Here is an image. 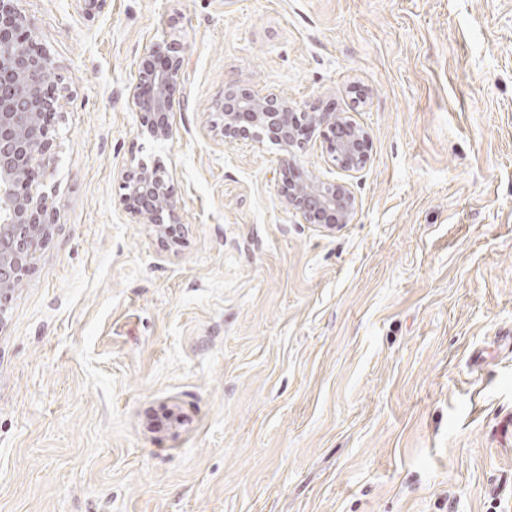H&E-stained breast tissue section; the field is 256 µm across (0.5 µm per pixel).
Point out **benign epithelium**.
<instances>
[{
	"instance_id": "obj_1",
	"label": "benign epithelium",
	"mask_w": 512,
	"mask_h": 512,
	"mask_svg": "<svg viewBox=\"0 0 512 512\" xmlns=\"http://www.w3.org/2000/svg\"><path fill=\"white\" fill-rule=\"evenodd\" d=\"M19 0H0V321L12 287L28 275L36 253L53 226L52 199L38 191L50 164L53 122L61 107L49 84L51 60L39 46L18 6ZM183 58L176 47L153 45L139 67L136 106L140 133L168 140L173 92L180 80ZM221 135L229 140L258 142L267 135L293 154L302 145L298 115L288 100L260 95L245 87H229L217 109ZM303 120L330 133L329 148L344 172L363 167L368 156L367 133L334 112H305ZM123 200L135 217L170 231L175 213L173 187L161 169L139 163L123 174ZM280 196L299 224H317L332 217L348 224L354 197L344 182L329 183L299 168L282 182Z\"/></svg>"
}]
</instances>
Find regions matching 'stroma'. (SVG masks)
I'll use <instances>...</instances> for the list:
<instances>
[{
	"label": "stroma",
	"mask_w": 512,
	"mask_h": 512,
	"mask_svg": "<svg viewBox=\"0 0 512 512\" xmlns=\"http://www.w3.org/2000/svg\"><path fill=\"white\" fill-rule=\"evenodd\" d=\"M66 95L54 226L0 321V512H512V0H20ZM179 48L173 138L138 136L140 61ZM323 130L330 229L280 202L231 86ZM158 164L176 224L120 200ZM303 120L312 127H325L330 133L329 148L334 160L344 172L363 167L368 156L367 133L355 123L339 121L335 112H304Z\"/></svg>",
	"instance_id": "stroma-1"
}]
</instances>
